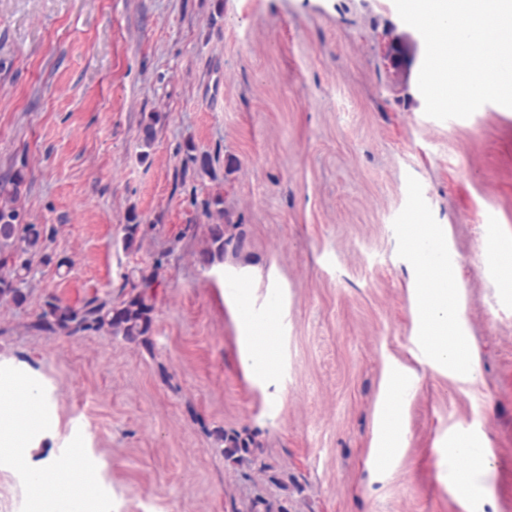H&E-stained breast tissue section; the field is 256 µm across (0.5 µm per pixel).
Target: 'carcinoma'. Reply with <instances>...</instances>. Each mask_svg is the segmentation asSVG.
<instances>
[{
  "label": "carcinoma",
  "instance_id": "carcinoma-1",
  "mask_svg": "<svg viewBox=\"0 0 512 512\" xmlns=\"http://www.w3.org/2000/svg\"><path fill=\"white\" fill-rule=\"evenodd\" d=\"M161 120L160 114L151 112L143 121L142 146L151 147L155 126ZM183 165L189 164L208 174L211 169L210 156L197 153L193 145L186 146ZM206 214L217 220L208 225V237L200 252L199 261L210 267L224 261V251L232 238L225 237L224 199L212 197L203 203ZM19 213L12 201L0 203V301L17 305L26 299L22 285L26 283L35 258L42 255L45 243L56 233V228L46 224H20ZM149 226L141 223L135 210L126 216L121 227L123 250L135 253L142 248ZM168 253L160 252L150 266L133 271L125 286L129 291L121 292L118 300L112 302L97 297L86 300L80 306H72L62 300L48 297L36 315L32 327L52 336L73 337L86 332L105 333L120 336L125 341L151 348L155 288L160 285L167 264ZM211 435L224 447V459L242 465L251 462L256 442L249 434L227 432L215 428Z\"/></svg>",
  "mask_w": 512,
  "mask_h": 512
}]
</instances>
